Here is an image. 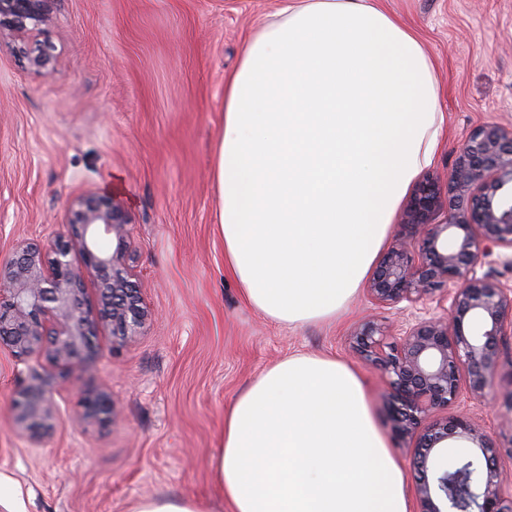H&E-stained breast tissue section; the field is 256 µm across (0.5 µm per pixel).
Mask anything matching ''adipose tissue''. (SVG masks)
I'll return each instance as SVG.
<instances>
[{
    "mask_svg": "<svg viewBox=\"0 0 512 512\" xmlns=\"http://www.w3.org/2000/svg\"><path fill=\"white\" fill-rule=\"evenodd\" d=\"M445 123L421 41L379 0H281L224 84L212 177L224 262L284 326L346 310ZM228 512H409L360 374L326 355L264 370L211 464Z\"/></svg>",
    "mask_w": 512,
    "mask_h": 512,
    "instance_id": "1",
    "label": "adipose tissue"
}]
</instances>
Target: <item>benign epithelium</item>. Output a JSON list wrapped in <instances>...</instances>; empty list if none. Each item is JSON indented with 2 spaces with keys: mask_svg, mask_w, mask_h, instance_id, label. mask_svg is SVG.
I'll return each mask as SVG.
<instances>
[{
  "mask_svg": "<svg viewBox=\"0 0 512 512\" xmlns=\"http://www.w3.org/2000/svg\"><path fill=\"white\" fill-rule=\"evenodd\" d=\"M53 3L0 0V39H9L42 76L55 70V48L36 33L49 22ZM63 223L67 235L22 242L0 265V347L20 358L47 351L70 373L100 326L110 323L118 336L131 338L145 311L123 264L128 220L121 202L84 193L69 202ZM401 224L409 233L388 250L367 285L373 304L398 316L394 333L368 323L354 335L353 350L388 385L391 431L409 441L412 453L417 512H512L500 451L470 414L428 420L434 408L487 397L501 339L512 335V285L495 269L512 267V255L502 253L512 250V131L494 123L475 127L448 184L432 174L415 184ZM112 235L119 241L113 252L102 246ZM88 282L94 308L84 300ZM12 409L32 444L59 412L54 392L35 380ZM113 417L112 398L101 390L84 394L75 421L110 424ZM450 440L470 443L457 457L482 463L481 479L461 508L453 507L448 472L437 469Z\"/></svg>",
  "mask_w": 512,
  "mask_h": 512,
  "instance_id": "benign-epithelium-1",
  "label": "benign epithelium"
}]
</instances>
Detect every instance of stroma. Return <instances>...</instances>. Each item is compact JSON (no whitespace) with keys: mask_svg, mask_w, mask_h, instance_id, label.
<instances>
[{"mask_svg":"<svg viewBox=\"0 0 512 512\" xmlns=\"http://www.w3.org/2000/svg\"><path fill=\"white\" fill-rule=\"evenodd\" d=\"M416 32L440 83L445 132L431 173L448 176L472 130L512 126V0H383ZM278 0H55L45 37L52 77L0 41V264L17 243L67 233L68 202L85 191L119 199L128 217L124 263L147 317L123 343L99 329L80 368L61 378L48 354L0 350V482L21 512H129L148 496H184L226 512L210 462L224 412L266 368L291 354L357 367L407 478L410 452L391 437L387 385L359 362L353 336L391 312L358 290L336 319L274 324L248 306L224 267L212 156L224 120V79ZM40 376L61 390L39 445L11 409ZM112 397V424L68 415L88 391ZM480 432L512 471V335L503 337L490 394L474 405Z\"/></svg>","mask_w":512,"mask_h":512,"instance_id":"1","label":"stroma"}]
</instances>
